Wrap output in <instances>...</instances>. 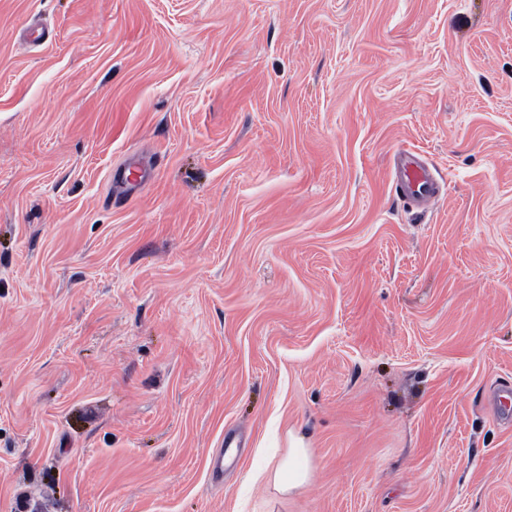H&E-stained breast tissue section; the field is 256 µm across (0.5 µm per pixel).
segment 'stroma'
Masks as SVG:
<instances>
[{
	"mask_svg": "<svg viewBox=\"0 0 512 512\" xmlns=\"http://www.w3.org/2000/svg\"><path fill=\"white\" fill-rule=\"evenodd\" d=\"M497 384L512 0H0V512H512ZM396 188L413 207L425 208L440 196V186L428 167L412 154H404L394 172ZM311 448H306L299 438H293L287 455L275 466L268 476V483L282 496L292 495L302 489L310 479L307 464Z\"/></svg>",
	"mask_w": 512,
	"mask_h": 512,
	"instance_id": "obj_1",
	"label": "stroma"
}]
</instances>
